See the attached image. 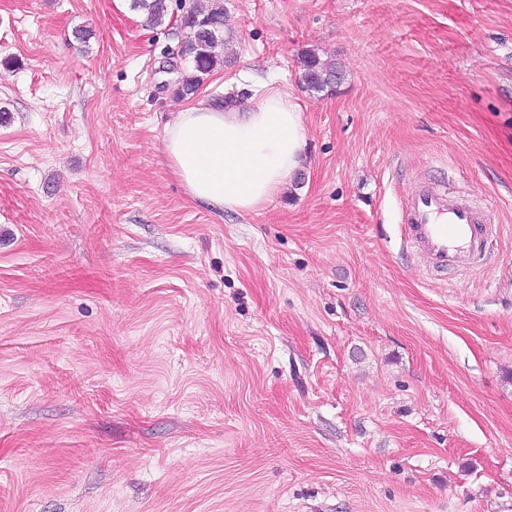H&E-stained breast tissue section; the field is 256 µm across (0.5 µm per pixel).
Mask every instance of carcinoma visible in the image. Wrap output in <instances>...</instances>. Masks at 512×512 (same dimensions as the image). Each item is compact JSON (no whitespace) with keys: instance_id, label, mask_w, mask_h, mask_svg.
Segmentation results:
<instances>
[{"instance_id":"carcinoma-1","label":"carcinoma","mask_w":512,"mask_h":512,"mask_svg":"<svg viewBox=\"0 0 512 512\" xmlns=\"http://www.w3.org/2000/svg\"><path fill=\"white\" fill-rule=\"evenodd\" d=\"M208 5L189 7L181 24L189 38L183 54L192 58V71L179 81L178 94L188 96L197 91L216 66L224 61V0H207ZM131 8L142 12L151 26H160L169 15L170 0H131ZM299 80L310 92L331 91L335 80L343 74L341 64L333 58H322L313 50L299 57Z\"/></svg>"}]
</instances>
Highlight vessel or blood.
Returning <instances> with one entry per match:
<instances>
[{"instance_id":"b4317fda","label":"vessel or blood","mask_w":512,"mask_h":512,"mask_svg":"<svg viewBox=\"0 0 512 512\" xmlns=\"http://www.w3.org/2000/svg\"><path fill=\"white\" fill-rule=\"evenodd\" d=\"M406 224L426 266L440 274L473 264L491 227L468 199L426 184L408 200Z\"/></svg>"}]
</instances>
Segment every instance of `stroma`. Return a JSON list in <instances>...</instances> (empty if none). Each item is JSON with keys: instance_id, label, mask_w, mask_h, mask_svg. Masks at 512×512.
Here are the masks:
<instances>
[{"instance_id": "obj_1", "label": "stroma", "mask_w": 512, "mask_h": 512, "mask_svg": "<svg viewBox=\"0 0 512 512\" xmlns=\"http://www.w3.org/2000/svg\"><path fill=\"white\" fill-rule=\"evenodd\" d=\"M182 14L0 0V512H512V0H224L197 99L306 128L246 214L162 155ZM420 182L501 225L488 267L406 249ZM299 80L310 92L332 91L338 75H343L341 64L333 58H322L315 50H306L299 57Z\"/></svg>"}]
</instances>
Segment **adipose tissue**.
Returning a JSON list of instances; mask_svg holds the SVG:
<instances>
[{"label": "adipose tissue", "instance_id": "adipose-tissue-1", "mask_svg": "<svg viewBox=\"0 0 512 512\" xmlns=\"http://www.w3.org/2000/svg\"><path fill=\"white\" fill-rule=\"evenodd\" d=\"M164 154L193 200L250 213L280 195L302 167L305 126L290 94L278 88L247 109L200 102L168 126Z\"/></svg>", "mask_w": 512, "mask_h": 512}]
</instances>
